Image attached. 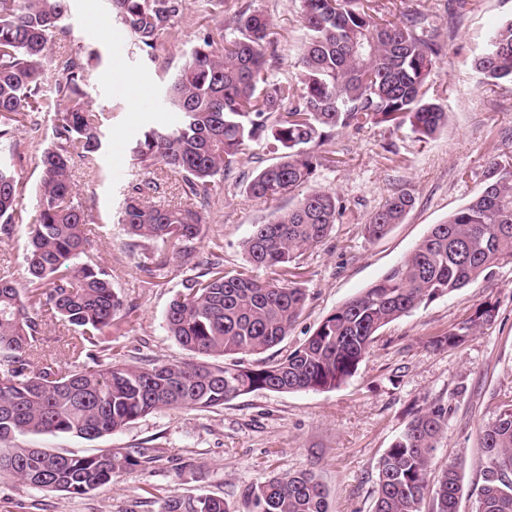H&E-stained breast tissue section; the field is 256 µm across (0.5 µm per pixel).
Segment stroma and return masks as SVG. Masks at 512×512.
<instances>
[{
	"mask_svg": "<svg viewBox=\"0 0 512 512\" xmlns=\"http://www.w3.org/2000/svg\"><path fill=\"white\" fill-rule=\"evenodd\" d=\"M247 5L271 19L277 55L273 77L293 78L302 38L299 0H223L206 20L189 0L179 22L180 40L152 55L131 43L106 0L70 2L66 46L84 58L87 101L112 115L98 168L75 165L72 179L92 217L91 251L111 268L112 284L131 308L112 333L113 362L138 366L190 357L168 334L164 318L191 270L172 257L154 275L136 272L140 256L128 251L117 216L130 183L146 177L131 165L132 142L144 128L175 120L162 97L186 51L199 42L204 25L232 29L235 15ZM374 6L387 19L421 14L442 31L456 15L453 0H375ZM511 12L512 0H468L457 37L436 63L429 84L430 95L448 113L447 126L435 137L421 139L407 128L392 133L368 127L337 138V164L319 169L311 186L336 192L344 214L331 234L305 253L299 283L308 296L306 306L267 358H281L302 344L328 313L379 280L431 225L479 192L492 162L512 158V84L480 88L471 66L488 30ZM54 124L47 112L21 119L15 149L0 148V163L15 171L22 186L24 216L10 237L0 241V269H8L21 288L27 285L28 226L36 215L38 155L52 142ZM275 160L266 144H258L223 183L211 187L205 233L196 243L200 256L218 243L225 269L244 263L243 243L254 225L269 223L288 205L284 199L266 202L245 191L251 176ZM402 190L415 198L404 222L381 239L367 240L362 224ZM487 301L497 307L494 322L458 346H430L432 337ZM435 400L447 405L448 422L433 469L460 463L458 512H475L485 462L479 429L512 400V263L383 328L354 376L334 390H258L206 411L159 410L94 441L70 435L22 437L28 447L76 454L147 447L154 460L83 496L2 480L0 512H161L169 498L199 494L221 496L235 512H248L243 500L248 487L276 474L302 471L313 472L325 486L329 512H371L379 458L415 411Z\"/></svg>",
	"mask_w": 512,
	"mask_h": 512,
	"instance_id": "stroma-1",
	"label": "stroma"
}]
</instances>
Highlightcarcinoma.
<instances>
[{"mask_svg": "<svg viewBox=\"0 0 512 512\" xmlns=\"http://www.w3.org/2000/svg\"><path fill=\"white\" fill-rule=\"evenodd\" d=\"M69 0H0V144L13 139V123L52 112L54 141L39 155L37 216L25 257L29 283L18 288L0 273V442L20 435L72 434L93 441L160 409L207 410L256 390L288 393L329 390L357 370L378 332L439 297L449 296L512 263V160L492 163L481 191L434 224L400 263L332 310L288 355L253 368L238 357L262 355L278 345L299 318L306 291L295 282L305 252L322 243L342 215L336 193L302 192L318 168L336 162V134L384 125L408 127L432 138L447 124L445 108L427 95L447 43L418 13L393 20L377 15L370 0H300L305 33L299 71L292 80H269L275 59L271 21L248 7L233 34L206 30L166 88L177 121L149 127L130 147L132 166L163 165L178 177L182 194L199 205L149 202L159 183L131 186L119 212L130 251L150 243L151 263L165 265L166 250L202 268L187 280L165 315L168 333L200 361L129 366L112 362L105 335L118 327L124 303L112 272L88 252L90 215L76 199L71 170L98 164L109 113L83 101L85 67L64 49ZM186 0H110L112 15L138 47L154 52L180 37ZM53 57L62 79L43 93L41 75ZM482 87L512 83V14L494 26L472 62ZM265 140L277 161L258 170L245 190L253 197L296 203L268 224H256L244 242L246 266L224 270L219 249L196 251L205 226L209 186L224 181L240 160ZM21 186L0 163V237L22 221ZM408 191L392 195L363 225L375 240L404 221L413 207ZM255 268L269 270L259 279ZM72 327L69 361H34L33 343L44 314ZM484 304L431 343L453 347L491 324ZM448 417L437 402L415 413L377 468L372 512H457L461 475L456 464L431 482L434 451ZM487 455L475 512H512V404H504L479 431ZM147 462L146 452L103 448L88 456L18 445L0 451V479L37 490L86 495L124 470ZM251 512H328L326 492L310 472L276 475L245 493ZM162 512H231L214 495L175 497Z\"/></svg>", "mask_w": 512, "mask_h": 512, "instance_id": "1", "label": "carcinoma"}]
</instances>
